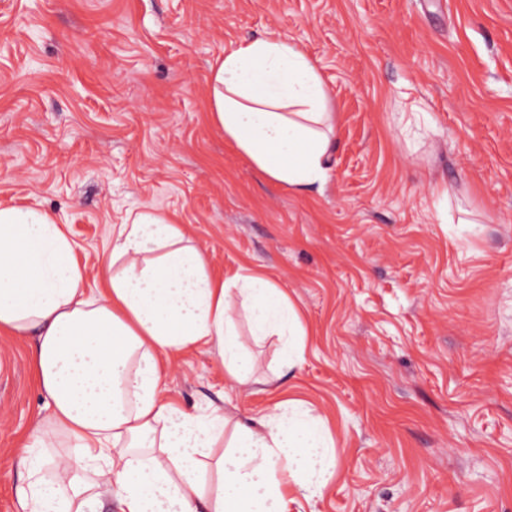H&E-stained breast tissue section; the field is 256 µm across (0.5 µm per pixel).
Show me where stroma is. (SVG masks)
Segmentation results:
<instances>
[{
	"instance_id": "obj_1",
	"label": "stroma",
	"mask_w": 512,
	"mask_h": 512,
	"mask_svg": "<svg viewBox=\"0 0 512 512\" xmlns=\"http://www.w3.org/2000/svg\"><path fill=\"white\" fill-rule=\"evenodd\" d=\"M269 32L336 114L322 190L267 178L209 119L225 45ZM0 205L53 215L88 281L150 209L210 275L284 288L307 334L249 333L255 383L172 357L185 409L302 401L334 475L298 512H512V0H0ZM33 338L0 334V512L49 413ZM279 384H270L275 372Z\"/></svg>"
}]
</instances>
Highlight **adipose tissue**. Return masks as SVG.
<instances>
[{"instance_id": "1", "label": "adipose tissue", "mask_w": 512, "mask_h": 512, "mask_svg": "<svg viewBox=\"0 0 512 512\" xmlns=\"http://www.w3.org/2000/svg\"><path fill=\"white\" fill-rule=\"evenodd\" d=\"M327 101L312 59L274 33L229 43L212 68L211 120L257 169L298 189L329 170ZM110 234L102 285L91 288L49 213L0 207V331L34 337L33 376L51 408L22 447L18 512H100L106 499L118 512H289L320 498L331 474L325 432L295 401L231 424L220 408L192 413L167 396L165 361L190 349L213 351L231 383L251 379L237 300L254 335H304L287 294L260 274L232 290L150 210Z\"/></svg>"}]
</instances>
